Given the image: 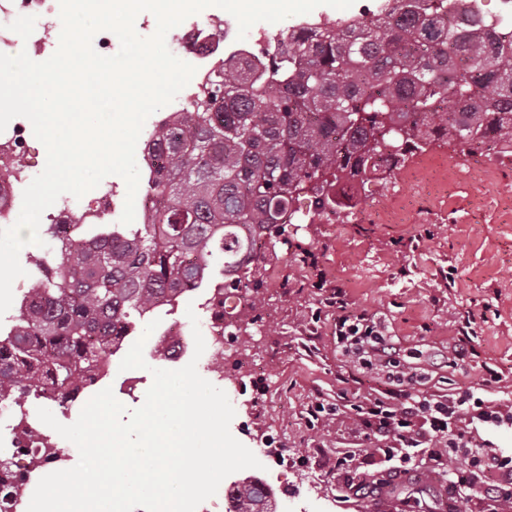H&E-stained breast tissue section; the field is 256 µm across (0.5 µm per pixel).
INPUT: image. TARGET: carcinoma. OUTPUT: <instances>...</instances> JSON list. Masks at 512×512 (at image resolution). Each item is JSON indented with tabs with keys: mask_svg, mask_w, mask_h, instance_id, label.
<instances>
[{
	"mask_svg": "<svg viewBox=\"0 0 512 512\" xmlns=\"http://www.w3.org/2000/svg\"><path fill=\"white\" fill-rule=\"evenodd\" d=\"M477 24L467 0H387L288 37L269 64L218 70L156 134L150 223L50 231L52 261L0 335V401L73 399L135 316L232 267L251 241L240 226L277 242L303 192L340 209L342 180L391 173L435 140L512 146V37ZM234 499L257 512L265 494L247 483Z\"/></svg>",
	"mask_w": 512,
	"mask_h": 512,
	"instance_id": "1",
	"label": "carcinoma"
}]
</instances>
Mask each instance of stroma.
<instances>
[{
  "label": "stroma",
  "instance_id": "stroma-1",
  "mask_svg": "<svg viewBox=\"0 0 512 512\" xmlns=\"http://www.w3.org/2000/svg\"><path fill=\"white\" fill-rule=\"evenodd\" d=\"M490 177H483V170ZM357 206L337 216L316 210L312 196L259 265L254 305L236 298L223 354L204 351L197 370L218 388L240 382L237 362L253 359L264 374L260 393L232 401L233 436L255 456L282 448L283 463L232 473L257 477L279 493L275 512H445L444 466L413 461L410 475L384 492L349 496L350 474L337 470L347 452L369 456L365 475L382 478L376 442L356 436L352 420H311L316 403L346 404L389 387L384 375L355 369L336 348L335 308L378 314L400 354L420 351L425 394L479 387L486 368L502 379L491 398L512 401V157L473 155L435 141L390 177L356 189ZM476 318L463 359L449 361L463 316ZM223 380H215V371Z\"/></svg>",
  "mask_w": 512,
  "mask_h": 512
}]
</instances>
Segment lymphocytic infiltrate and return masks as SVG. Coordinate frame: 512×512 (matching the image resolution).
Instances as JSON below:
<instances>
[{"instance_id":"f902f5d3","label":"lymphocytic infiltrate","mask_w":512,"mask_h":512,"mask_svg":"<svg viewBox=\"0 0 512 512\" xmlns=\"http://www.w3.org/2000/svg\"><path fill=\"white\" fill-rule=\"evenodd\" d=\"M336 346L359 367L384 372L395 383L396 403L379 398L344 405L359 432L383 442L386 458L410 463L420 451L432 460L463 456L468 468L457 469L448 481L458 498L473 486V471L493 472L500 479L499 498L512 501V456L491 439L488 430L512 428V405L499 404L470 391L433 396L417 391L416 374L406 372L395 358L385 328L374 316L347 312L343 299H336Z\"/></svg>"}]
</instances>
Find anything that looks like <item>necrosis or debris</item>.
Listing matches in <instances>:
<instances>
[{
    "label": "necrosis or debris",
    "mask_w": 512,
    "mask_h": 512,
    "mask_svg": "<svg viewBox=\"0 0 512 512\" xmlns=\"http://www.w3.org/2000/svg\"><path fill=\"white\" fill-rule=\"evenodd\" d=\"M62 22L59 0H0V53L8 55L25 50L38 56L53 55L60 42ZM279 39L264 24L254 25L246 38L238 36V22L222 11L187 18L180 26L173 45L194 66L188 85L167 104L164 111L152 114L139 136L138 164L143 173H151L157 156L151 148L155 129L188 110V104L207 87L210 78L224 60L233 57L258 58L276 52ZM30 123L13 119L0 132V224L21 203L24 189L37 176L30 166L19 165V157L30 146ZM126 196L119 184L103 181L82 200L55 202L42 214L46 224H99L104 219L120 223ZM37 404L21 400L0 402V454L9 453L16 472L30 469L29 454L22 445L35 448H59L63 441L37 416Z\"/></svg>",
    "instance_id": "obj_1"
}]
</instances>
